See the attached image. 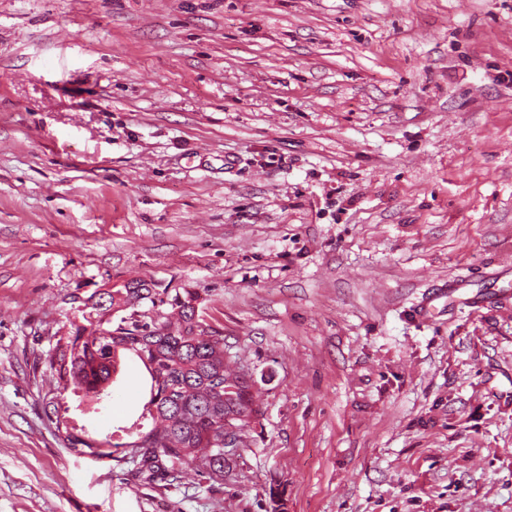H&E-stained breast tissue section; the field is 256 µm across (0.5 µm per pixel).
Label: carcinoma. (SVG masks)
Returning a JSON list of instances; mask_svg holds the SVG:
<instances>
[{
  "label": "carcinoma",
  "instance_id": "obj_1",
  "mask_svg": "<svg viewBox=\"0 0 512 512\" xmlns=\"http://www.w3.org/2000/svg\"><path fill=\"white\" fill-rule=\"evenodd\" d=\"M167 293L154 285L132 278L103 291L97 323L72 325L55 337L46 369L56 375L58 390L81 391L95 403L111 397L112 373L119 353H134L151 377L146 411L151 428L132 442L113 443L89 435L84 426L67 420L58 403L51 401L49 416L56 417L68 447L96 459H110L120 466L132 463L138 473L152 480L174 483L188 470L214 483H224L230 464L224 458V417L243 431L252 424L245 411L257 405L256 381L248 373L224 362V337L202 327L195 297L175 296L173 312L159 324L131 321L112 327L104 318L109 310L135 308L144 300Z\"/></svg>",
  "mask_w": 512,
  "mask_h": 512
}]
</instances>
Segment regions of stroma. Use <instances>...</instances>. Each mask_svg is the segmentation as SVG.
Segmentation results:
<instances>
[{
	"label": "stroma",
	"instance_id": "stroma-1",
	"mask_svg": "<svg viewBox=\"0 0 512 512\" xmlns=\"http://www.w3.org/2000/svg\"><path fill=\"white\" fill-rule=\"evenodd\" d=\"M191 291L223 486L68 448L77 301ZM127 357L62 411L151 426ZM512 0H0V512H512Z\"/></svg>",
	"mask_w": 512,
	"mask_h": 512
}]
</instances>
